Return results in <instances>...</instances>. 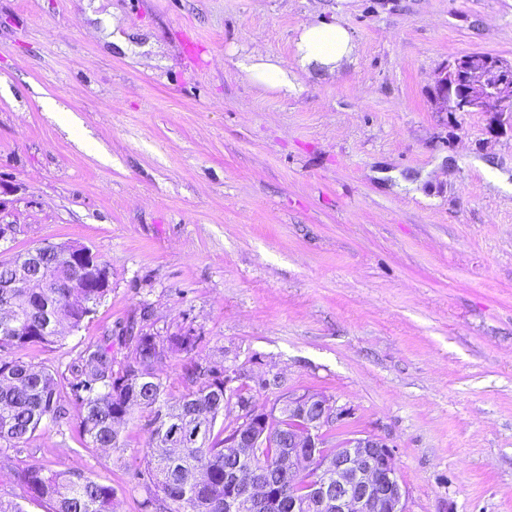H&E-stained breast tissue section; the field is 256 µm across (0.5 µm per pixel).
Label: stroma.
I'll return each mask as SVG.
<instances>
[{
  "label": "stroma",
  "instance_id": "35a3bbf8",
  "mask_svg": "<svg viewBox=\"0 0 512 512\" xmlns=\"http://www.w3.org/2000/svg\"><path fill=\"white\" fill-rule=\"evenodd\" d=\"M336 20L339 75L291 95L235 65L291 59ZM113 19L133 43L105 39ZM512 58V0H0V258L89 247L111 291L60 343L7 351L52 371L119 323L201 336L191 361L324 393L394 451L408 512H512V113L444 112L435 78L470 52ZM0 443V500L73 469L141 512V415L87 447L80 404Z\"/></svg>",
  "mask_w": 512,
  "mask_h": 512
}]
</instances>
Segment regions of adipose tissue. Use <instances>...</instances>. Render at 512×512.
I'll list each match as a JSON object with an SVG mask.
<instances>
[{
  "mask_svg": "<svg viewBox=\"0 0 512 512\" xmlns=\"http://www.w3.org/2000/svg\"><path fill=\"white\" fill-rule=\"evenodd\" d=\"M353 53L348 31L339 23L316 19L305 24L295 41L291 62L260 54L246 53L238 68L252 81L278 89L284 94L295 92L299 74H333Z\"/></svg>",
  "mask_w": 512,
  "mask_h": 512,
  "instance_id": "obj_1",
  "label": "adipose tissue"
}]
</instances>
